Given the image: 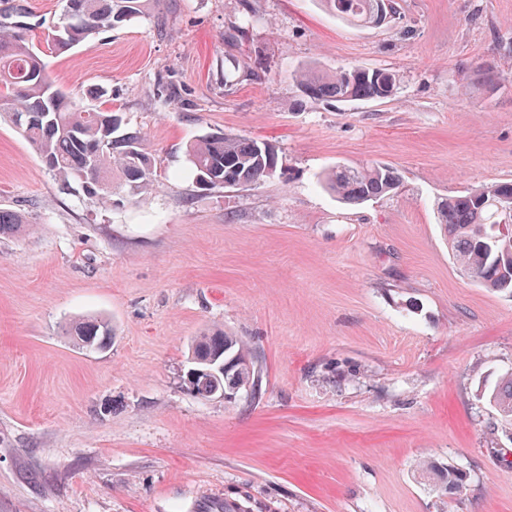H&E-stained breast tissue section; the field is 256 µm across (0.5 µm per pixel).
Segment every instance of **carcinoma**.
I'll use <instances>...</instances> for the list:
<instances>
[{
  "label": "carcinoma",
  "mask_w": 512,
  "mask_h": 512,
  "mask_svg": "<svg viewBox=\"0 0 512 512\" xmlns=\"http://www.w3.org/2000/svg\"><path fill=\"white\" fill-rule=\"evenodd\" d=\"M146 0H65L61 22L45 39L48 50L75 47L144 13ZM381 0H321L324 9L359 27L376 26ZM45 53L25 37V25L0 23V112L38 153L49 160V171L66 187L75 185L102 208L112 206V196L124 190L138 194L154 186L152 162L142 136L122 129V118L77 99L53 85L43 60ZM294 81L309 99L340 102L384 100L397 89L396 74L387 69L343 67L330 74L306 65L295 71ZM42 115L28 125L22 118ZM196 184L205 189L236 188L259 183L275 173L278 151L272 144L237 134H207L188 150ZM322 185L346 204L386 196L400 185L398 172L389 166L357 169L338 165ZM512 198V183H499L451 195L437 207V220L448 237L456 262L474 282L494 291L512 290V228H496L503 220L504 200ZM25 224L17 211L0 210V235L12 234ZM63 334L86 350L107 347L112 324L104 318L75 317ZM223 350L231 361L227 377L183 379L186 389L200 399L214 389H224L230 402L243 392L251 399L261 395V375L249 357L248 347L234 336L215 329L195 338L191 358ZM498 414L512 421V374L488 394ZM448 491L464 489L453 465L440 471Z\"/></svg>",
  "instance_id": "cac0c4a2"
}]
</instances>
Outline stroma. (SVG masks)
<instances>
[{"label": "stroma", "mask_w": 512, "mask_h": 512, "mask_svg": "<svg viewBox=\"0 0 512 512\" xmlns=\"http://www.w3.org/2000/svg\"><path fill=\"white\" fill-rule=\"evenodd\" d=\"M241 2L148 0L44 58L141 133L146 196L62 191L0 118V208L26 220L0 237V512H512V423L487 398L512 372V293L469 280L437 222L512 182V0H396L379 28L319 0H249L247 23ZM62 8L0 0V20L24 10L40 46ZM309 64L398 89L311 101L291 78ZM207 133L273 144L275 174L198 190L186 150ZM370 164L399 188L353 206L319 183ZM76 316L108 319L110 346H75ZM214 326L248 345L260 398L185 389Z\"/></svg>", "instance_id": "obj_1"}]
</instances>
